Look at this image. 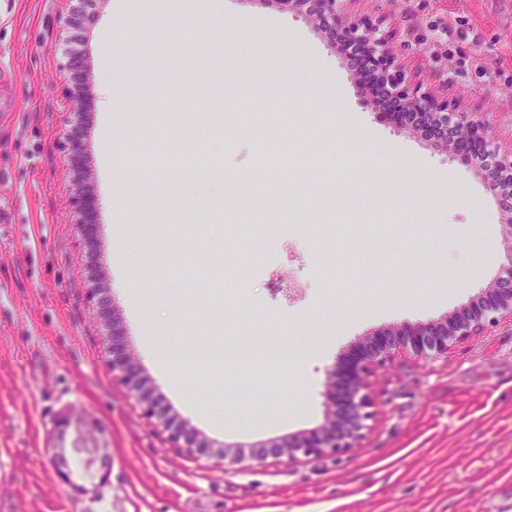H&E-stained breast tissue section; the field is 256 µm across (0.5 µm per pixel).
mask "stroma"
<instances>
[{"label":"stroma","mask_w":512,"mask_h":512,"mask_svg":"<svg viewBox=\"0 0 512 512\" xmlns=\"http://www.w3.org/2000/svg\"><path fill=\"white\" fill-rule=\"evenodd\" d=\"M345 7L389 34L412 83L480 112L512 150V0ZM61 9L0 0V512H512L507 318L378 368L365 437L341 459L252 454L323 423L338 359L485 294L507 243L495 193L389 123L304 15L97 0L75 31ZM74 31L87 92L72 110L58 62ZM274 31L288 45L260 82ZM79 117L73 165L62 144ZM83 192L99 204L92 248L72 217ZM116 324L167 416L241 445V463L184 457L148 422L106 363ZM285 350L294 362L246 359ZM63 416L99 461L56 447Z\"/></svg>","instance_id":"35a3bbf8"}]
</instances>
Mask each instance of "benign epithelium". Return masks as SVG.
Here are the masks:
<instances>
[{
	"label": "benign epithelium",
	"mask_w": 512,
	"mask_h": 512,
	"mask_svg": "<svg viewBox=\"0 0 512 512\" xmlns=\"http://www.w3.org/2000/svg\"><path fill=\"white\" fill-rule=\"evenodd\" d=\"M280 10H296L316 19L340 45L354 44L360 49L352 60L356 70L376 78L387 88L397 111L386 113L398 124L411 123L425 139L443 149L454 160L473 168L488 185L499 190V205L507 216V236L511 245L504 252V275L499 277L476 307H464L450 313L437 324L417 325L406 330H388L382 338L345 363L329 371L333 390L328 393L329 407L323 424L312 431L275 443L254 460L262 464L269 457L286 458L295 463L303 458L341 455L357 446L367 429L371 413L369 378L376 369L392 361L401 349L400 337H413L416 355L428 358L448 352V338L462 339L480 333L501 316L512 318V150L500 154L490 150L485 122L479 113L462 110L435 95L421 90L406 78L393 53L389 39L370 20L355 21L344 11V0H267ZM74 223L84 243L91 247L100 233L98 203L91 196L71 202ZM123 332L112 327V356L108 365L112 374L142 405L144 414L168 432L173 447L196 459L215 457L232 463L241 461L237 452L224 444L210 451L193 428L176 424L160 409L159 399L145 392L143 367L121 346Z\"/></svg>",
	"instance_id": "7a95c632"
}]
</instances>
